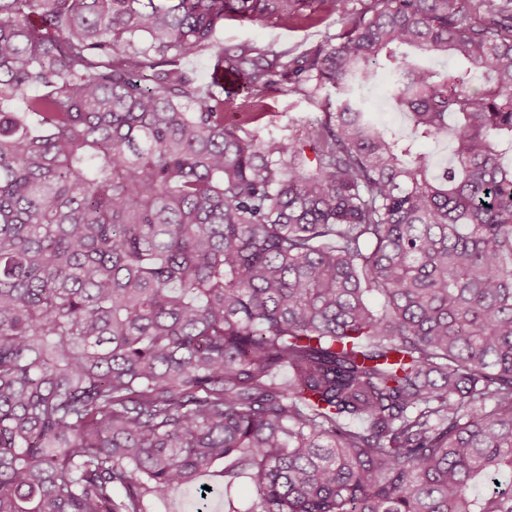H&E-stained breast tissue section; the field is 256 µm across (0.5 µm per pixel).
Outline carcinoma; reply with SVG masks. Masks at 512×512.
Here are the masks:
<instances>
[{"label":"carcinoma","instance_id":"1","mask_svg":"<svg viewBox=\"0 0 512 512\" xmlns=\"http://www.w3.org/2000/svg\"><path fill=\"white\" fill-rule=\"evenodd\" d=\"M313 2L217 51L238 102L179 57L304 0H0V512H512V0ZM381 67L410 135L257 131ZM315 16H317V19L313 22L288 24V28L278 26L273 21L246 23H238L232 20L225 21L224 28L220 29L215 35V48L184 55L179 59V66L193 73L203 94H207V89H212L217 92L216 95L223 96L224 99L229 95H234L237 99H240L242 98L241 94L238 92L231 93L237 91L236 86L230 91L224 89V79L220 74L213 73L212 84L224 91L210 87L214 55L218 47H223L224 44L248 41L257 45L273 44L276 47L292 49L297 54L302 53L320 43L327 36L337 34L344 25L341 16L337 12L336 14L320 12ZM271 103L270 112H272L265 125L260 129L262 136L270 133H280L289 126L299 124L317 112H323L320 101H313L286 91L276 94ZM191 495L187 491L177 492L171 495L166 501H147V512H187V502Z\"/></svg>","mask_w":512,"mask_h":512}]
</instances>
